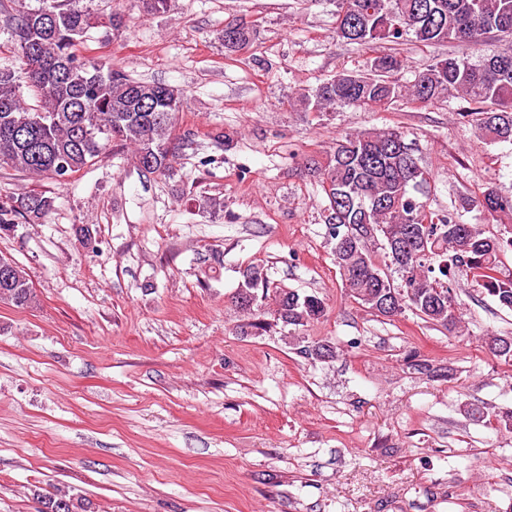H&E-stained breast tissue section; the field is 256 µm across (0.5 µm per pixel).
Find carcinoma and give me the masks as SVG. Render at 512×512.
<instances>
[{
	"label": "carcinoma",
	"mask_w": 512,
	"mask_h": 512,
	"mask_svg": "<svg viewBox=\"0 0 512 512\" xmlns=\"http://www.w3.org/2000/svg\"><path fill=\"white\" fill-rule=\"evenodd\" d=\"M85 0H40L20 6L12 40L21 73L0 69V168L27 177L68 181L107 149L130 153L143 175L169 177L179 156L194 144L192 133L174 134L184 94L172 86L135 80L101 57L78 53L93 16ZM234 39L224 49L237 52L257 35L246 21L234 24ZM336 38L361 46L377 41L479 45L489 37H512V0H336ZM405 67L395 55L375 58L370 72L345 70L314 88L295 93L305 112L354 108L365 112L400 98L432 103L460 95L471 107L459 116L474 124L490 143L512 142V50L477 62L456 55L437 59L414 75L409 85L396 78ZM34 98L29 104L22 88ZM308 170L326 196L324 224L345 294L377 317L392 319L410 311L428 323L454 332L460 307L454 289L464 272L480 292L512 311V276L500 256L512 252V197L492 181L463 197L460 207L478 209L499 222L488 235L460 220L458 211L436 212L418 195L426 193L429 173L412 144L397 129L369 128L336 141ZM55 209V197L26 192L0 203V231L38 224ZM0 277V304L32 308L37 294L16 261ZM273 298V321L297 331L324 317L315 294L272 289L267 271L249 265L242 271L234 307L252 316L248 327L268 328L265 305ZM297 353L322 361L336 354L329 340L295 337ZM485 345L512 361L507 337L491 334ZM38 512H95L93 503L58 490L37 495Z\"/></svg>",
	"instance_id": "cac0c4a2"
}]
</instances>
